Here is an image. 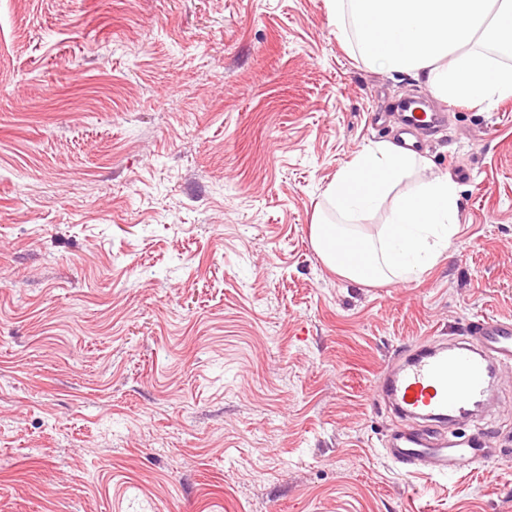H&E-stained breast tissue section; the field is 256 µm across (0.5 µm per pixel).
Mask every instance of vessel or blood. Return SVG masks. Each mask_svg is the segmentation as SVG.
<instances>
[{
	"mask_svg": "<svg viewBox=\"0 0 512 512\" xmlns=\"http://www.w3.org/2000/svg\"><path fill=\"white\" fill-rule=\"evenodd\" d=\"M395 117L398 135L413 139L419 129L438 126L444 115L422 112L420 103L404 101ZM470 334V340L450 345H416L375 385L378 401L431 424L422 432L408 429L391 436L384 454L397 468L415 472L426 466L438 475L457 474L484 458L483 441L451 440L433 430L434 425L460 423L488 411L498 368L512 365V321L487 316L471 324Z\"/></svg>",
	"mask_w": 512,
	"mask_h": 512,
	"instance_id": "obj_1",
	"label": "vessel or blood"
}]
</instances>
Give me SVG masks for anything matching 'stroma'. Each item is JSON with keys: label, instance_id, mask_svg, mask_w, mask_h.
I'll use <instances>...</instances> for the list:
<instances>
[{"label": "stroma", "instance_id": "obj_1", "mask_svg": "<svg viewBox=\"0 0 512 512\" xmlns=\"http://www.w3.org/2000/svg\"><path fill=\"white\" fill-rule=\"evenodd\" d=\"M327 0H0V512H512V369L407 475L373 397L395 355L512 319V97L442 103L396 190L457 177L416 279L314 251L371 120L429 88L379 71ZM485 442L456 441L438 436L433 428L422 432L403 430L391 436L384 448L386 458L397 468L417 472L426 466L437 475L473 469L485 457Z\"/></svg>", "mask_w": 512, "mask_h": 512}]
</instances>
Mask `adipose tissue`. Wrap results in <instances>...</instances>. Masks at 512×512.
<instances>
[{
	"instance_id": "adipose-tissue-1",
	"label": "adipose tissue",
	"mask_w": 512,
	"mask_h": 512,
	"mask_svg": "<svg viewBox=\"0 0 512 512\" xmlns=\"http://www.w3.org/2000/svg\"><path fill=\"white\" fill-rule=\"evenodd\" d=\"M338 29L353 25L372 67L402 73L445 101L481 104L512 97V0H329ZM497 58L484 55V48ZM388 142L365 147L337 172L325 196L348 217L390 202L379 242L353 225L314 221L311 243L338 275L363 284L419 277L438 263L458 231L459 187L449 175L393 185L424 164Z\"/></svg>"
}]
</instances>
